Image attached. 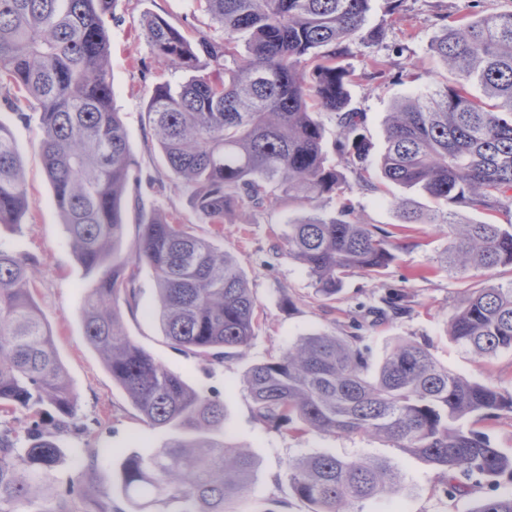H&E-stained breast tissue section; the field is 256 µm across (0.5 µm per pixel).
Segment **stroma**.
<instances>
[{
    "instance_id": "1",
    "label": "stroma",
    "mask_w": 512,
    "mask_h": 512,
    "mask_svg": "<svg viewBox=\"0 0 512 512\" xmlns=\"http://www.w3.org/2000/svg\"><path fill=\"white\" fill-rule=\"evenodd\" d=\"M386 6L387 0H371L365 23L366 30H382V40L354 45L349 59L362 74L369 71L372 59L386 63L382 76L362 79L350 88L352 103L363 112L367 134L379 153L386 146V119L394 103L426 92L433 85L437 66L429 45L442 17L508 11L512 0H406L405 14L397 23L387 14ZM147 14L163 17L188 33L205 28L208 22L195 0H115L113 16L106 21L112 47L113 105L126 128L130 151L147 180L142 187L145 207L177 215L182 223L191 225L196 235L214 239L237 257L258 304L260 327L245 355L234 354L221 363L174 350L152 315L156 286L145 267L139 273L138 302L131 308L122 307V323L131 339L157 361L182 375L193 387L219 393L223 398L227 429L257 462L249 497L246 502L236 503V512H259L271 504L277 512H310L309 505L291 492L286 469L292 457L324 450L339 457L390 460L403 475L400 493L358 502L354 512H471L484 497L512 492V480L505 477L494 484L466 480L460 490H452L447 473L371 436L283 434L255 420L252 401L242 384L250 365L309 333L345 335V310L366 317L390 288L408 291L412 309L384 322L366 318L362 333L369 338L373 358H380L396 339H424L434 357L448 369L512 395L511 352L479 361L456 346L447 333L457 297L469 288L511 283L512 268L473 272L465 277L434 270L433 258L449 242L446 230L436 224L401 223L391 197H414L425 208L431 202L416 190L399 186L392 187L387 198L356 189L350 192L355 216L392 232L396 260L377 276L350 274L342 292L332 301L314 300L310 281L300 265L287 255L275 257L270 252L273 231L284 230L288 218L306 215V208L269 210L251 224L238 214L226 221L222 236H215L212 226L202 223L191 208L186 191L168 180L165 162L148 128L145 112L155 86H178L186 74L153 54L141 26ZM0 122L13 131L30 201L20 229L0 226V248L26 251L37 262L33 297L46 314L55 348L74 387L77 415L91 425L90 432H64L60 440L71 449L110 451V458L103 460L100 469L108 478L113 460L157 446L162 435L140 420L84 335L81 308L87 279L69 246L53 200L37 119L19 121L0 101Z\"/></svg>"
}]
</instances>
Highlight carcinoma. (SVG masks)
Listing matches in <instances>:
<instances>
[{
    "mask_svg": "<svg viewBox=\"0 0 512 512\" xmlns=\"http://www.w3.org/2000/svg\"><path fill=\"white\" fill-rule=\"evenodd\" d=\"M215 37L188 36L146 15L154 53L190 73L176 91L160 83L146 113L171 181L189 192L202 223L224 231L230 213L251 215L299 205L312 213L287 222L273 247L298 262L314 295L334 300L353 271L377 275L395 261L384 229L354 217L351 189L330 161L355 173L363 194L386 185L417 187L437 207L422 212L392 201L405 224H443L445 271L512 267V224L466 220L460 208L491 215L512 205V10L467 14L443 24L430 43L444 73L435 89L397 101L386 147L373 143L350 86L348 64L362 39L370 0H198ZM114 0H0V97L23 94L38 114L45 172L72 252L88 273L81 315L87 341L144 423L168 432L158 447L132 451L112 482L89 490L95 448H75L83 467L66 481L58 436L85 430L46 315L32 294L33 258L0 249V406L34 416L21 435L0 427V512H227L251 490L256 463L225 428L224 401L192 387L125 332L119 300L137 302V270L157 287L154 315L173 349L212 362L246 350L258 313L234 255L160 212L139 220L133 248L121 254L129 201L140 206L141 177L112 104L111 48L105 26ZM481 86L484 98L469 92ZM336 121L327 147L320 115ZM379 177L373 178L371 165ZM343 197L336 215L315 210ZM28 208L23 162L0 123V224L19 228ZM410 296L392 288L376 310L397 317ZM344 336L313 333L251 365L243 387L254 418L304 434L371 435L448 473L495 482L512 478V457L469 421L512 409L493 386L441 366L427 342L401 339L378 364L348 312ZM453 341L480 360L512 352V282L464 292L448 319ZM397 465L319 452L288 463V485L311 512H351L367 498L401 488ZM471 512H512V493L488 496Z\"/></svg>",
    "mask_w": 512,
    "mask_h": 512,
    "instance_id": "obj_1",
    "label": "carcinoma"
}]
</instances>
